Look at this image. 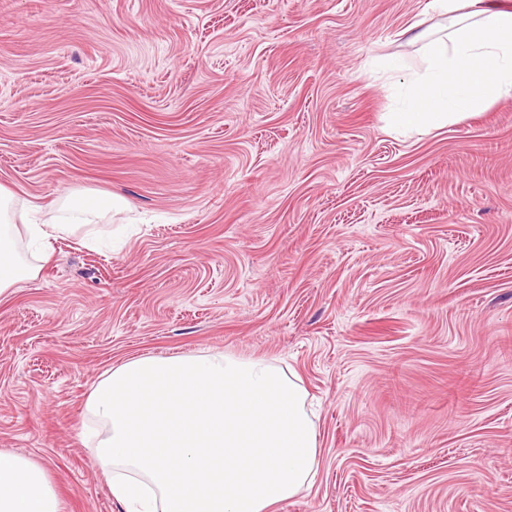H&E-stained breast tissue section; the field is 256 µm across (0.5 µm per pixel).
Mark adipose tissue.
<instances>
[{
  "mask_svg": "<svg viewBox=\"0 0 512 512\" xmlns=\"http://www.w3.org/2000/svg\"><path fill=\"white\" fill-rule=\"evenodd\" d=\"M446 36L418 32L426 59L409 80L392 126L407 134L479 114L512 97V12L485 0H437ZM122 198L64 194L55 213L17 209L0 188V294L33 278L21 237L46 243L121 210ZM90 440L112 498L124 512H273L310 489L319 470L314 414L296 373L263 357L216 351L141 356L93 385ZM0 512H63L47 466L0 451Z\"/></svg>",
  "mask_w": 512,
  "mask_h": 512,
  "instance_id": "ef3b65f1",
  "label": "adipose tissue"
}]
</instances>
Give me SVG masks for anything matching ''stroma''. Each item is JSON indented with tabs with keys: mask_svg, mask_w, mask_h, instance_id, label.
Here are the masks:
<instances>
[{
	"mask_svg": "<svg viewBox=\"0 0 512 512\" xmlns=\"http://www.w3.org/2000/svg\"><path fill=\"white\" fill-rule=\"evenodd\" d=\"M433 0H0V186L125 210L0 296V451L124 512L83 440L112 365L295 371L311 490L275 512H512V97L391 131Z\"/></svg>",
	"mask_w": 512,
	"mask_h": 512,
	"instance_id": "obj_1",
	"label": "stroma"
}]
</instances>
